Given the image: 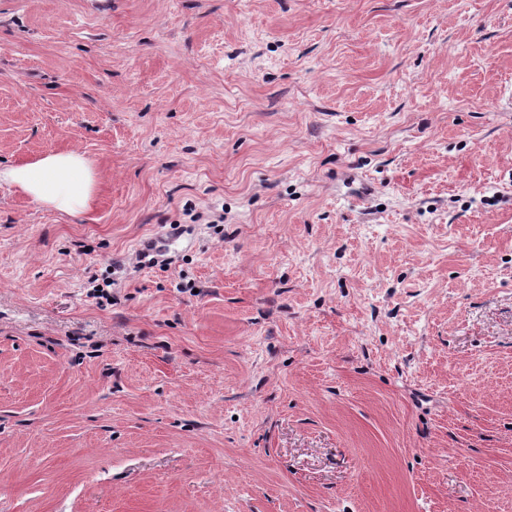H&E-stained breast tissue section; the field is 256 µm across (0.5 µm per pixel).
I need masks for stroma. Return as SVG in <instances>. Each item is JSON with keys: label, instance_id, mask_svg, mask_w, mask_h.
I'll return each mask as SVG.
<instances>
[{"label": "stroma", "instance_id": "stroma-1", "mask_svg": "<svg viewBox=\"0 0 512 512\" xmlns=\"http://www.w3.org/2000/svg\"><path fill=\"white\" fill-rule=\"evenodd\" d=\"M64 151L0 512H512V0H0V165Z\"/></svg>", "mask_w": 512, "mask_h": 512}]
</instances>
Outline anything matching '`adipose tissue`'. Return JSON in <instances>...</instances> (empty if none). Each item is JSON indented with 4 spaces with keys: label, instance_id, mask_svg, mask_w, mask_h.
Segmentation results:
<instances>
[{
    "label": "adipose tissue",
    "instance_id": "1",
    "mask_svg": "<svg viewBox=\"0 0 512 512\" xmlns=\"http://www.w3.org/2000/svg\"><path fill=\"white\" fill-rule=\"evenodd\" d=\"M7 184L64 214L89 209L96 176L82 154L50 152L34 161L0 167V184Z\"/></svg>",
    "mask_w": 512,
    "mask_h": 512
}]
</instances>
